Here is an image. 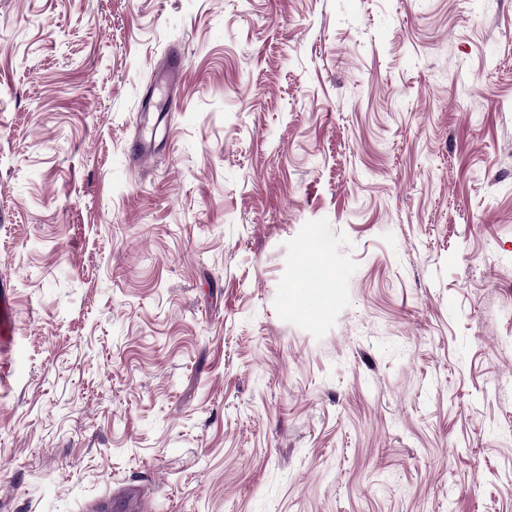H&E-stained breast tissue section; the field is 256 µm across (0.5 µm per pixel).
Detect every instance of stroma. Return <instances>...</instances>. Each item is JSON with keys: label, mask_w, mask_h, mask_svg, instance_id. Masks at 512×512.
I'll list each match as a JSON object with an SVG mask.
<instances>
[{"label": "stroma", "mask_w": 512, "mask_h": 512, "mask_svg": "<svg viewBox=\"0 0 512 512\" xmlns=\"http://www.w3.org/2000/svg\"><path fill=\"white\" fill-rule=\"evenodd\" d=\"M1 282L0 512H512V0H0ZM182 74V63L179 57L176 56L173 60L166 63L161 82L165 89L163 99L167 111H176L180 107L177 89ZM136 148L130 153L129 159L138 163L142 158L152 156L155 153V133L143 126L136 137Z\"/></svg>", "instance_id": "stroma-1"}]
</instances>
